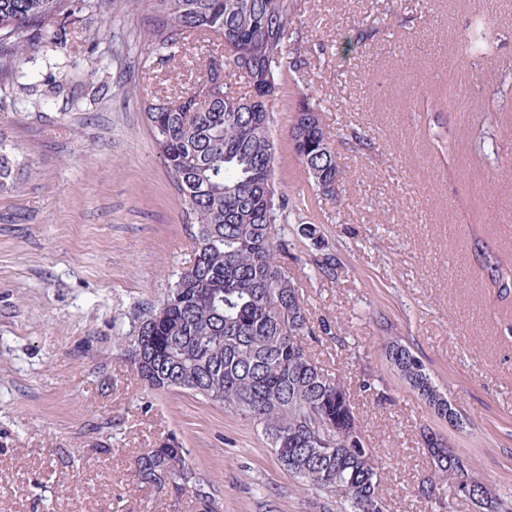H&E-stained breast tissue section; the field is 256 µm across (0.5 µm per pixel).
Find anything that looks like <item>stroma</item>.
I'll list each match as a JSON object with an SVG mask.
<instances>
[{
    "instance_id": "obj_1",
    "label": "stroma",
    "mask_w": 512,
    "mask_h": 512,
    "mask_svg": "<svg viewBox=\"0 0 512 512\" xmlns=\"http://www.w3.org/2000/svg\"><path fill=\"white\" fill-rule=\"evenodd\" d=\"M297 86L272 114L274 180L294 204L285 263L313 323L308 340L349 388L384 467L385 512H443L416 496L432 469L423 435L468 458L493 495L512 496V292L487 260L512 263V0H297ZM499 30L471 69L455 45L471 14ZM373 25L348 59L336 41ZM146 6L99 0L63 52L30 42L5 69L0 132L33 173L0 194V512H195L191 494L139 488L138 455L176 439L220 512H334L301 490L259 426L186 391L145 387L116 347L194 259L186 205L144 116L152 97L194 87L207 43L150 57ZM109 66L89 75L91 55ZM96 89V102L85 97ZM313 95L348 179L317 194L288 138L295 90ZM441 110L407 111L420 95ZM339 262L320 276L300 223ZM395 337L462 415L439 420L383 354ZM376 380L377 395L360 390Z\"/></svg>"
}]
</instances>
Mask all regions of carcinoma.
I'll return each mask as SVG.
<instances>
[{"label": "carcinoma", "instance_id": "obj_1", "mask_svg": "<svg viewBox=\"0 0 512 512\" xmlns=\"http://www.w3.org/2000/svg\"><path fill=\"white\" fill-rule=\"evenodd\" d=\"M150 11L147 41L155 54L172 58L175 50L203 38L214 46L205 69L218 62L224 91L207 104L183 92L146 103L159 152L187 205L195 227L193 263L179 274L167 297L144 310L127 341L118 345L125 361L153 390H184L260 426L281 465L304 490L336 499L339 512H368L366 502L382 499L384 467L370 447L351 393L339 377L319 367L304 339L335 336L326 321L310 324L297 283L281 255L286 242L277 224L288 210V196L269 188L273 179L271 113L280 86L292 75L289 39L296 22L294 0H146ZM95 0H0V45L12 41L22 56L28 37L56 48L67 44V30ZM366 18L356 33L343 38L337 53L346 56L363 39ZM482 41L468 36L458 56L482 59ZM244 79L247 91L233 88ZM255 100L251 107L240 105ZM292 145L313 185L333 198L346 181L314 98L299 93L293 110ZM24 172L14 148L0 135V194L17 186ZM319 275L332 279L336 257L314 259ZM493 283L512 287V268L494 267ZM386 355L409 389L440 418L453 408L433 385L422 361L398 340L386 343ZM353 439V447L347 440ZM459 456H432L433 475L417 488L434 499L436 480L449 476ZM139 484L156 485L167 471L196 489L203 486L175 440L140 454ZM469 490L454 494L478 499L484 485L469 474Z\"/></svg>", "mask_w": 512, "mask_h": 512}]
</instances>
